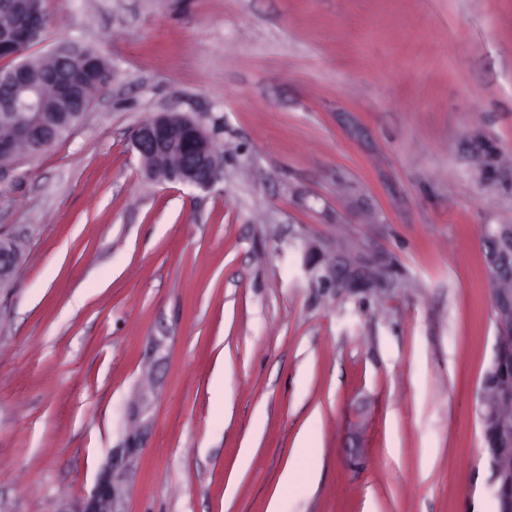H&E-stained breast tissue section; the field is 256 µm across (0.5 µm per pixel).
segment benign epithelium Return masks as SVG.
Returning <instances> with one entry per match:
<instances>
[{"label": "benign epithelium", "instance_id": "7a95c632", "mask_svg": "<svg viewBox=\"0 0 512 512\" xmlns=\"http://www.w3.org/2000/svg\"><path fill=\"white\" fill-rule=\"evenodd\" d=\"M1 16L7 22L0 24V55H18L19 45L34 42L43 33L41 0H0ZM84 58V51L77 46H59L42 56L45 64L39 67V78L23 69L1 70L0 86L9 89L11 95L3 102L0 119H11L16 110L38 113L55 109L64 115L68 127H73L93 102L90 84L78 76V65ZM6 129L7 133L0 135V180L13 169L20 146L34 142L48 146L54 141L52 130L37 116L24 125H8ZM134 147L148 177L162 183L207 189L223 169V157L217 154L204 124L182 113L162 112L143 121L134 133ZM18 261L14 240L0 236V287L12 279ZM493 381L512 387L509 345ZM493 436L496 446L492 452L502 479L500 494L512 509V426L495 430ZM112 495V484L102 485L84 512H112Z\"/></svg>", "mask_w": 512, "mask_h": 512}]
</instances>
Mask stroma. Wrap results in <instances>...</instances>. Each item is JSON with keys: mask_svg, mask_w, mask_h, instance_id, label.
Listing matches in <instances>:
<instances>
[{"mask_svg": "<svg viewBox=\"0 0 512 512\" xmlns=\"http://www.w3.org/2000/svg\"><path fill=\"white\" fill-rule=\"evenodd\" d=\"M44 7L29 56L112 82L0 181V512H505L512 0ZM157 112L210 130L212 187L147 177ZM18 261L19 254L14 240L0 235V288L12 279ZM496 441L492 448L495 464L502 479L500 494L512 509V424L509 428H499L493 433Z\"/></svg>", "mask_w": 512, "mask_h": 512, "instance_id": "stroma-1", "label": "stroma"}]
</instances>
